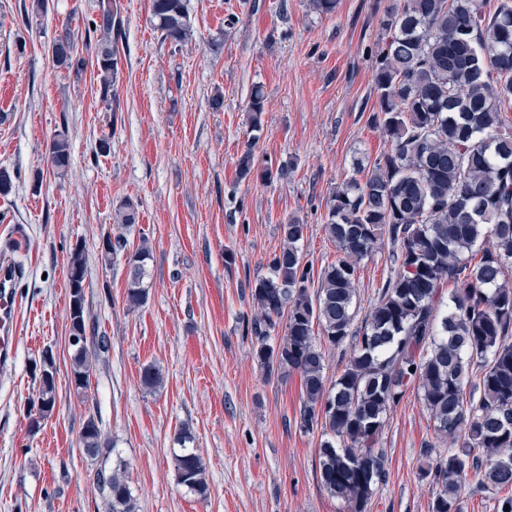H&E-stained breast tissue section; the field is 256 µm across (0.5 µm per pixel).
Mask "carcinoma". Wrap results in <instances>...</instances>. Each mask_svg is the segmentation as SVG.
Masks as SVG:
<instances>
[{"mask_svg": "<svg viewBox=\"0 0 512 512\" xmlns=\"http://www.w3.org/2000/svg\"><path fill=\"white\" fill-rule=\"evenodd\" d=\"M154 26L178 44L193 34L184 0H151ZM95 66L104 90L119 74L118 40L124 18L117 0H98L91 19ZM382 46L371 61L377 108L371 124L388 148L352 177L326 202L325 228L340 257L313 286L311 267L300 242L306 225L290 219L281 225L282 245L255 280L251 323L255 359L269 378L299 373L303 398L300 427L322 431L320 481L349 512H365L378 484L386 478V457L378 447L385 422L410 386L430 412L434 429L460 443L439 450L428 445L421 478L432 485L431 512H462L472 475L496 487H512V128L501 113L512 111V0H499L485 12L483 0H403L381 19ZM54 64L81 72L69 29L52 47ZM264 95L252 89L248 111L252 130L261 129ZM53 174L70 167L67 135L47 144ZM291 161L255 168L252 149L237 162L242 180L286 179ZM140 221L130 199L115 209L117 235L99 243L105 264L126 247L125 234ZM390 246L393 275L377 303L354 326L358 265ZM151 247L142 241L127 258V302L139 308L148 298ZM86 252L69 253V335L75 388L89 386L93 370L86 346L83 283ZM457 284L440 313L439 288ZM287 315L285 333L269 343L268 329ZM332 347L350 345L343 372L332 383L325 376V355L317 338ZM481 369L479 398L466 395L473 368ZM141 384L162 386L155 364L141 369ZM56 404L55 372L45 370L32 407L39 427ZM188 431H179L183 452L175 456L178 482L201 496L207 493L205 465ZM80 443L87 455L100 453L101 428L93 416L84 422ZM96 488L107 512H135L126 472L101 465Z\"/></svg>", "mask_w": 512, "mask_h": 512, "instance_id": "carcinoma-1", "label": "carcinoma"}]
</instances>
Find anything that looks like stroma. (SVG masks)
<instances>
[{
	"label": "stroma",
	"mask_w": 512,
	"mask_h": 512,
	"mask_svg": "<svg viewBox=\"0 0 512 512\" xmlns=\"http://www.w3.org/2000/svg\"><path fill=\"white\" fill-rule=\"evenodd\" d=\"M30 0H0V167L15 172L0 194V244L24 225L19 344L0 365V512H105L96 460L79 436L89 415L102 421L109 467L129 476L136 512H348L320 483V431L299 425L298 374L265 378L245 327L255 311L251 285L281 246L280 226L307 229L305 262L320 273L337 249L325 230L330 193L385 146L369 117L376 107L370 54L393 0H338L317 12L311 0H186L191 39L175 45L150 19V0H120L126 37L120 78L103 89L85 30L97 0H48L25 17ZM69 26L81 75L56 68L51 46ZM264 94L262 128L247 110ZM68 135L71 165L53 175L50 137ZM111 152L96 153L102 136ZM252 148L257 165L293 161L286 179L239 180L237 161ZM139 206L140 222L111 265L98 245L115 207ZM148 238L146 303L126 301L127 254ZM85 247L87 346L95 367L76 391L69 345V251ZM387 250L356 273L366 313L391 274ZM107 337L108 351L97 349ZM51 350L56 404L39 428L30 405L39 364ZM156 364L162 386H142ZM188 430L206 467L199 496L178 483L174 455ZM433 422L415 389L390 412L379 439L386 479L366 512H430L433 490L417 468Z\"/></svg>",
	"instance_id": "1"
}]
</instances>
